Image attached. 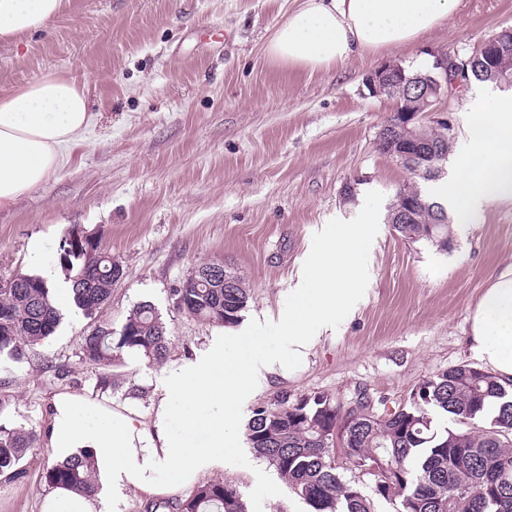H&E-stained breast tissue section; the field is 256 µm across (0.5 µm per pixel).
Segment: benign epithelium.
I'll return each mask as SVG.
<instances>
[{
    "mask_svg": "<svg viewBox=\"0 0 512 512\" xmlns=\"http://www.w3.org/2000/svg\"><path fill=\"white\" fill-rule=\"evenodd\" d=\"M434 70L408 77L397 63L379 66L365 77L369 96L386 97L394 102L393 109L374 140L378 151L399 164L415 165L420 151V132L426 126L439 127L450 133L456 131V119L449 109L450 100L468 80L466 65L479 61L484 68L512 83V27L478 41L471 50L460 53L433 50ZM419 90L415 96L396 95L397 88ZM221 277L224 287L239 285L237 275L217 264L195 270L183 283L194 288L203 279Z\"/></svg>",
    "mask_w": 512,
    "mask_h": 512,
    "instance_id": "1",
    "label": "benign epithelium"
}]
</instances>
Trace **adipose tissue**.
I'll use <instances>...</instances> for the list:
<instances>
[{
    "mask_svg": "<svg viewBox=\"0 0 512 512\" xmlns=\"http://www.w3.org/2000/svg\"><path fill=\"white\" fill-rule=\"evenodd\" d=\"M459 0H302L268 39L269 59L288 68L329 72L353 58L418 41L447 23ZM64 0H0V40L18 42L47 28ZM478 134L456 158L458 173L432 197L454 218L484 202L512 200V92L480 101ZM86 86L60 72L0 95V209L47 183L61 149L90 125ZM355 224L329 236L278 313L271 336L240 332L211 337L192 359L168 367L149 410L131 400L103 403L85 395H53L45 422L53 463L86 454L99 490L89 497L57 487L40 512H127L131 495L171 496L223 471L238 456L237 423L252 393L271 376L301 367L323 329L343 319L362 277ZM471 351L500 382L512 381V266L479 297L471 315Z\"/></svg>",
    "mask_w": 512,
    "mask_h": 512,
    "instance_id": "1",
    "label": "adipose tissue"
}]
</instances>
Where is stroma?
<instances>
[{"mask_svg": "<svg viewBox=\"0 0 512 512\" xmlns=\"http://www.w3.org/2000/svg\"><path fill=\"white\" fill-rule=\"evenodd\" d=\"M296 0H65L50 30L0 42V95L58 71L87 83L93 121L65 146L48 182L0 209V276L34 273L41 240L51 260L73 225L97 231L123 267L104 316L120 331L140 302L157 308L168 361L233 327L180 311L173 293L199 266L221 263L248 287L237 326L274 331L300 269L342 227L370 222L356 299L307 364L275 376L250 400L325 395L349 407L359 392L392 409L427 379L477 364L470 316L493 276L512 264V201L478 207L455 226L451 251L411 242L387 224L402 165L373 146L389 101L369 97L366 74L385 63L424 67L427 51H464L512 26V0H460L416 43L357 57L329 73L273 63L263 48ZM60 326L20 362L0 360V425L41 431L59 392L132 399L149 408L163 370L124 355L109 369L86 361L89 318L72 302ZM111 377V386L101 383ZM43 442L24 474L0 478V512H39L51 486ZM218 478L247 512H310L276 468L242 443ZM272 491L256 493L258 482Z\"/></svg>", "mask_w": 512, "mask_h": 512, "instance_id": "stroma-1", "label": "stroma"}]
</instances>
